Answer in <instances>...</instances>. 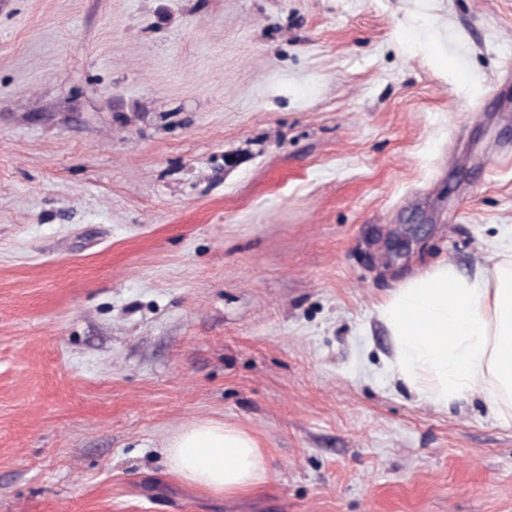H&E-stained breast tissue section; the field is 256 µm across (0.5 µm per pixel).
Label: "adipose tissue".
Returning <instances> with one entry per match:
<instances>
[{"label":"adipose tissue","instance_id":"ef3b65f1","mask_svg":"<svg viewBox=\"0 0 512 512\" xmlns=\"http://www.w3.org/2000/svg\"><path fill=\"white\" fill-rule=\"evenodd\" d=\"M395 343L397 374L421 399L445 408L481 390L490 413L512 416V260L465 278L448 264L408 280L377 308ZM182 482L225 496L263 473L256 440L222 422H192L164 442Z\"/></svg>","mask_w":512,"mask_h":512}]
</instances>
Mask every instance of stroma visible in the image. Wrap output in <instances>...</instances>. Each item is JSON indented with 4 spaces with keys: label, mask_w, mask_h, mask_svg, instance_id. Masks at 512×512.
<instances>
[{
    "label": "stroma",
    "mask_w": 512,
    "mask_h": 512,
    "mask_svg": "<svg viewBox=\"0 0 512 512\" xmlns=\"http://www.w3.org/2000/svg\"><path fill=\"white\" fill-rule=\"evenodd\" d=\"M510 245L512 0H0V512H512L376 315ZM200 419L263 479L175 478ZM163 444L172 474L209 492L238 494L253 486L263 473V454L256 440L219 421H194Z\"/></svg>",
    "instance_id": "1"
}]
</instances>
